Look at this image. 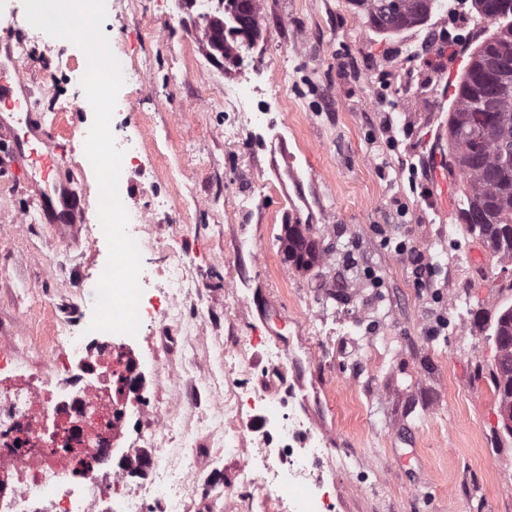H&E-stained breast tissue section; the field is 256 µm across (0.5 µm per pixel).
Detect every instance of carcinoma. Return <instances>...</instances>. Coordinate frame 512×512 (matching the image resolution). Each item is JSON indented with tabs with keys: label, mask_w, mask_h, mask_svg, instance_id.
Wrapping results in <instances>:
<instances>
[{
	"label": "carcinoma",
	"mask_w": 512,
	"mask_h": 512,
	"mask_svg": "<svg viewBox=\"0 0 512 512\" xmlns=\"http://www.w3.org/2000/svg\"><path fill=\"white\" fill-rule=\"evenodd\" d=\"M371 25L388 8L404 27L424 21L434 0H351ZM477 11L495 23L511 19L473 53L459 83L452 112L448 113V171L458 176L463 189L458 217L467 231L481 238L506 264H512V164L499 161L497 148L512 143V0H475ZM288 258L300 269L320 263L323 254L311 240L309 225L288 227ZM493 336H512V304L506 306ZM496 396L508 395L512 375L491 373Z\"/></svg>",
	"instance_id": "1"
}]
</instances>
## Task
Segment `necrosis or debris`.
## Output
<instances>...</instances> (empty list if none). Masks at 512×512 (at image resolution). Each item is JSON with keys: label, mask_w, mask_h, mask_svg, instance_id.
<instances>
[{"label": "necrosis or debris", "mask_w": 512, "mask_h": 512, "mask_svg": "<svg viewBox=\"0 0 512 512\" xmlns=\"http://www.w3.org/2000/svg\"><path fill=\"white\" fill-rule=\"evenodd\" d=\"M158 300L140 306L142 320L165 322L184 337L206 331V317L185 323L180 307L190 293V270L176 252L165 257ZM63 340L45 364L27 372L16 367L13 347L0 342V512H185L198 498L203 512L251 490L259 512H334L324 491V441L303 421L276 408L273 388L241 396L235 376L236 352L225 351L224 370L210 374L217 395L213 413L200 420L201 431L219 422L224 451L208 459L192 458L191 468H223L236 462L230 485L198 488L183 473L186 464L172 446L176 440L171 411H161L141 392L138 336L100 331L58 330ZM259 407L271 426L257 448L237 420ZM141 428L128 441V415Z\"/></svg>", "instance_id": "1"}]
</instances>
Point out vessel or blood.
I'll list each match as a JSON object with an SVG mask.
<instances>
[{"label":"vessel or blood","mask_w":512,"mask_h":512,"mask_svg":"<svg viewBox=\"0 0 512 512\" xmlns=\"http://www.w3.org/2000/svg\"><path fill=\"white\" fill-rule=\"evenodd\" d=\"M14 64L11 47L0 44V134L10 136L13 153L29 161L39 175V213L53 224L59 241L69 243L78 238L81 210L74 190L61 178L64 155L54 136L40 121L20 114L29 88L24 80L9 81Z\"/></svg>","instance_id":"obj_1"}]
</instances>
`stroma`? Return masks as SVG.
Returning a JSON list of instances; mask_svg holds the SVG:
<instances>
[{"mask_svg": "<svg viewBox=\"0 0 512 512\" xmlns=\"http://www.w3.org/2000/svg\"><path fill=\"white\" fill-rule=\"evenodd\" d=\"M188 2L112 0L108 20L113 54L149 65L146 88H121L112 118L145 145L122 163L124 205L170 197L150 235L183 255L199 283L185 318L210 321L192 347L165 324L142 329L147 396L198 440L208 390L192 378L172 400L155 367L179 366L190 347L217 372L235 347L246 392L265 386L267 353L280 345L276 398L330 448L324 479L336 512H512V436L501 429L489 337L512 303V269L459 224L448 173L454 87L493 25L472 0H436L423 24L394 33L373 29L349 0H260L250 61L265 79L251 103L260 120L247 125L224 109L240 61L201 42ZM445 30L458 34L455 47L440 46ZM62 46L50 39L17 67L29 112L77 155L86 115L46 110L49 97L72 94ZM232 125L243 131L228 142ZM32 176L0 141V336L24 370L53 349L56 325L79 324L78 288L99 279L108 257L87 236L56 238ZM290 224L311 225L320 264L289 261ZM400 240L432 263L429 285L394 251ZM268 306L282 314L287 344L263 326Z\"/></svg>", "mask_w": 512, "mask_h": 512, "instance_id": "1", "label": "stroma"}]
</instances>
